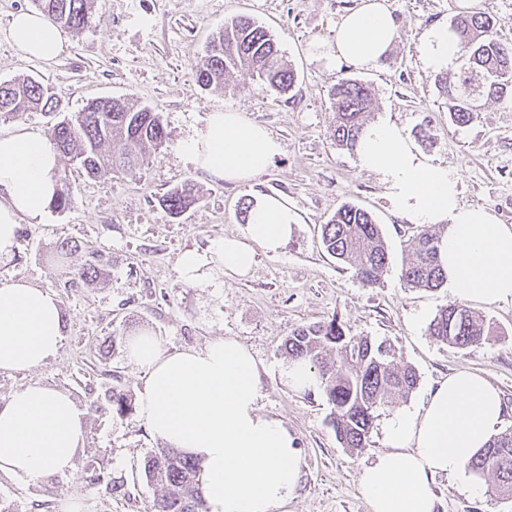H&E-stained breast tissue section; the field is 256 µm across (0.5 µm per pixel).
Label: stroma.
<instances>
[{
  "mask_svg": "<svg viewBox=\"0 0 512 512\" xmlns=\"http://www.w3.org/2000/svg\"><path fill=\"white\" fill-rule=\"evenodd\" d=\"M358 0H93L90 24L64 33L65 50L51 65L19 55L8 27L31 0H0V82L24 76L50 86L62 114L33 111L0 120V134L49 133L60 115L98 98H126L158 112L165 142L146 152L136 173L91 178L61 160L72 186L71 204L49 209L36 224H22L13 258L0 263V279L22 278L55 293L66 321L61 348L49 363L0 370V397L39 384L69 394L84 414L86 436L71 472L25 482L0 473V512H62L65 499L82 512H151L159 491L147 482L143 461L160 443L137 409L116 412L110 388L139 398L143 373L127 360V339L145 329L170 351L200 348L232 337L251 349L259 367L263 413L280 419L302 450L303 480L288 512H369L358 479L384 450L382 427L402 409H421L437 380L458 370L483 375L512 407V301L470 307L491 324L479 345L458 348L431 336L437 311L458 301L447 288L405 287L400 271L410 258L414 225L396 217L380 178L361 170L355 152L331 137L330 90L339 79L367 83L376 99L371 121L390 120L431 161L458 179L461 202L512 224V103L486 101L474 120L457 126L434 73L425 71L415 45L427 27L460 14L457 0H390L398 37L378 67L331 70L320 45L333 42L342 15ZM246 15L277 39L295 73L290 90L277 93L244 72L225 88L205 89L192 70L226 19ZM234 111L268 128L282 153L254 183L214 180L180 150L209 113ZM198 201L170 216L164 195L184 182ZM286 198L300 222L279 253L257 251L251 276L208 277L183 283L184 251L209 252L243 229L239 211L256 193ZM359 205L381 225L389 265L379 282L363 286L323 249L320 227L344 203ZM75 251L59 256L61 241ZM93 263L95 278L73 273ZM338 320L346 335L387 341L398 365L411 366L416 388L377 411L360 452L342 448L322 389L296 391L283 373L281 347L301 325ZM437 512H512V499L492 493L475 499L447 477H437Z\"/></svg>",
  "mask_w": 512,
  "mask_h": 512,
  "instance_id": "1",
  "label": "stroma"
}]
</instances>
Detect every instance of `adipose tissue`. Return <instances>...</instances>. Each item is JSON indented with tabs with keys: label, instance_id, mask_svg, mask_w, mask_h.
<instances>
[{
	"label": "adipose tissue",
	"instance_id": "ef3b65f1",
	"mask_svg": "<svg viewBox=\"0 0 512 512\" xmlns=\"http://www.w3.org/2000/svg\"><path fill=\"white\" fill-rule=\"evenodd\" d=\"M397 30L388 0H359L324 53L328 66L377 67ZM8 36L20 55L46 63L65 50L59 28L36 11L14 14ZM416 51L428 71L457 66L458 41L447 25L426 28ZM181 150L215 179L242 184L263 173L282 145L242 113L219 111ZM356 154L362 170L380 177L396 215L419 226L444 225L439 262L451 290L485 304L512 301V224L461 204L457 177L416 150L391 121L367 125ZM58 167L57 151L40 132L0 134V262L11 258L20 223L40 221L52 204ZM297 221L287 199L257 194L241 233L211 254L184 252L179 277L187 284L212 270L245 277L256 251L278 252ZM64 322L54 293L23 279H0V370L55 359ZM127 345L129 362L146 375L139 413L165 446L200 460L205 512H286L300 488L302 450L281 420L261 412L251 351L225 337L170 352L149 332ZM507 414L499 390L480 374L457 371L438 381L420 411H398L385 422L386 449L359 478L369 512H436L432 485L439 476L480 498L484 482L468 463ZM84 434L69 395L39 385L14 391L0 398V473L34 482L70 472Z\"/></svg>",
	"mask_w": 512,
	"mask_h": 512
}]
</instances>
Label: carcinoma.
Returning <instances> with one entry per match:
<instances>
[{
  "label": "carcinoma",
  "mask_w": 512,
  "mask_h": 512,
  "mask_svg": "<svg viewBox=\"0 0 512 512\" xmlns=\"http://www.w3.org/2000/svg\"><path fill=\"white\" fill-rule=\"evenodd\" d=\"M91 0H33L35 7L60 28L78 32L89 22ZM497 21L483 12L456 16L450 28L466 57L459 71L437 76L439 91L447 100L448 118L458 126L469 124L482 109L481 100H512V45L496 36ZM246 70L263 84L284 91L294 82L276 39L249 17H234L224 23L211 41L206 55L193 69L204 88L224 85L233 71ZM331 97L336 125L332 137L342 149L354 150L374 109L372 90L364 83L342 79ZM59 100L51 88L31 78L0 82V118L29 111L51 112ZM52 146L76 163L90 177L107 173L133 174L144 163L146 147L164 143L159 113L127 99L96 100L81 111L56 123L49 134ZM59 183L53 206L70 202L66 172L56 175ZM198 201L196 186L186 182L163 199L169 214L181 215ZM322 245L337 262L350 269L365 286L377 283L388 265L381 226L368 211L355 205L339 207L322 225ZM439 236L430 228L413 237L412 258L402 267L400 279L410 288L445 287L446 273L437 258ZM437 340L464 348L486 340L489 329L483 316L469 307L453 303L441 307L429 324ZM293 359L315 368L325 399L331 405V424L342 447L351 452L365 447L378 408L404 398L416 388L418 376L410 367L394 363V351L385 341L368 336L348 337L333 318L327 322L294 329L284 344ZM481 476L492 478L491 490L512 499V429L493 437L469 462ZM146 480L161 487L154 512H204L201 495V464L174 448H159L144 464Z\"/></svg>",
  "instance_id": "cac0c4a2"
}]
</instances>
